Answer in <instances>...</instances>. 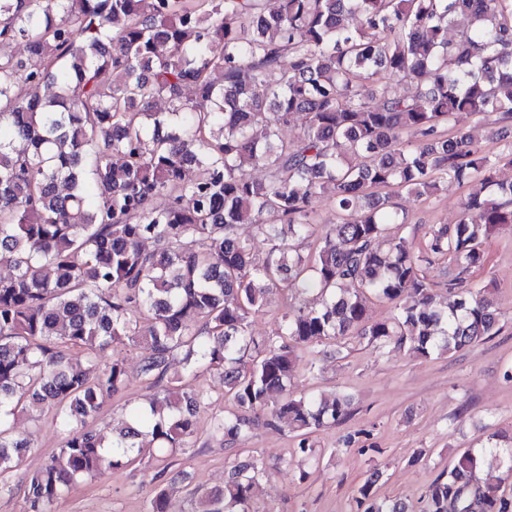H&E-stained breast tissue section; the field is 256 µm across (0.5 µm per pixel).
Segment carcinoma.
Returning <instances> with one entry per match:
<instances>
[{
    "mask_svg": "<svg viewBox=\"0 0 512 512\" xmlns=\"http://www.w3.org/2000/svg\"><path fill=\"white\" fill-rule=\"evenodd\" d=\"M20 44L39 67L15 54ZM381 73L414 95L378 84ZM48 81L55 91L40 94ZM463 112L497 116L507 142L496 158L446 134ZM297 114L302 134L279 138ZM502 163L512 165V0H0V473L30 447L20 410L54 411L63 434L28 479L29 512L147 449L187 447L211 399L192 384L202 371L237 404L214 419L225 444L262 413L312 458L309 434L344 419L350 398L290 394L298 349L357 335L426 358L500 332L489 286L466 275L483 265V240L512 224ZM450 182L470 187L457 224L430 230L423 250L388 236L406 224L392 193L428 198ZM326 191L337 221L320 226L313 203ZM433 258L458 270L445 306L421 273ZM276 294L295 306L258 339L250 319ZM375 301L392 315L370 320ZM137 345L153 393L109 441L86 419L129 373L96 356ZM70 348L86 363L69 361ZM175 352L184 374L170 377ZM503 439L462 452L420 512H512L498 484L476 478L482 465L512 472ZM273 469L236 460L197 512H250ZM377 480L360 488L358 512H408Z\"/></svg>",
    "mask_w": 512,
    "mask_h": 512,
    "instance_id": "1",
    "label": "carcinoma"
}]
</instances>
